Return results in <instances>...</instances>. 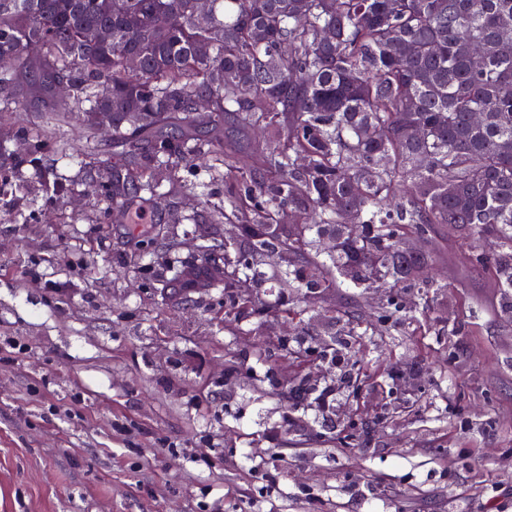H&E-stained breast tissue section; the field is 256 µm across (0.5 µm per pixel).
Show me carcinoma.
I'll list each match as a JSON object with an SVG mask.
<instances>
[{
    "label": "carcinoma",
    "mask_w": 512,
    "mask_h": 512,
    "mask_svg": "<svg viewBox=\"0 0 512 512\" xmlns=\"http://www.w3.org/2000/svg\"><path fill=\"white\" fill-rule=\"evenodd\" d=\"M208 4L202 23L197 0H0V105L29 141L23 155L0 142V200L26 191L25 167L55 198L74 190L42 164L26 126L31 99L49 105L45 124L77 118L91 138L108 118L112 154L87 177L99 180L112 223L168 192L241 225L237 238L199 240L202 265L180 255V239L154 233L143 250L172 259L145 264L143 287L168 300L224 289V373L260 395L280 392L285 412L304 401L330 413L306 371L326 361L353 397L387 390L385 424L409 408L401 372L366 367L356 353L405 324L427 351L448 345L454 329L435 307L447 285L423 278L448 229L468 240L464 261L498 289L512 321V0ZM31 44L41 46L35 63ZM192 158L199 166H187ZM409 237L423 247L406 249ZM487 237L493 253L481 247ZM323 240L334 242L325 255ZM271 255L281 260L274 273ZM344 284L378 295L371 317L310 305ZM270 317L295 322L297 337L230 349ZM311 321L329 340L304 342ZM272 484L254 470L255 492Z\"/></svg>",
    "instance_id": "cac0c4a2"
}]
</instances>
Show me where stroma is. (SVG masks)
Listing matches in <instances>:
<instances>
[{"label":"stroma","instance_id":"obj_1","mask_svg":"<svg viewBox=\"0 0 512 512\" xmlns=\"http://www.w3.org/2000/svg\"><path fill=\"white\" fill-rule=\"evenodd\" d=\"M43 116L32 102L30 130L79 187L59 200L26 170L27 198L0 207V336L27 349L0 358V512H512V323L460 240H439L432 269L458 327L449 348L429 356L397 336L366 354L407 368L412 412L375 427L378 390L339 396L327 417L302 405L290 435L306 444L285 449L272 437L282 401L224 381L214 297L154 304L125 229L98 220L83 124H64L61 156ZM28 203L35 220L16 223ZM351 419L354 447L311 436ZM273 461L276 490L242 494Z\"/></svg>","mask_w":512,"mask_h":512}]
</instances>
